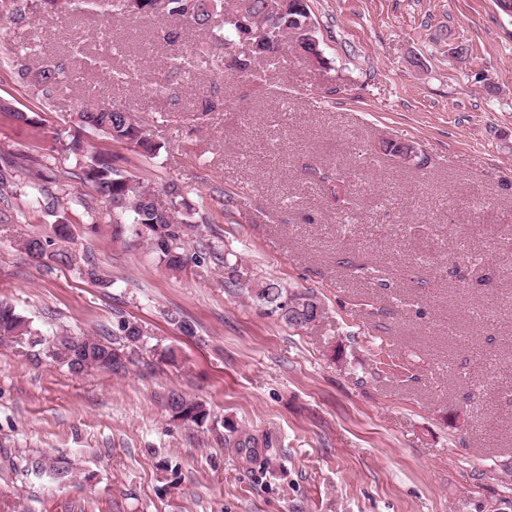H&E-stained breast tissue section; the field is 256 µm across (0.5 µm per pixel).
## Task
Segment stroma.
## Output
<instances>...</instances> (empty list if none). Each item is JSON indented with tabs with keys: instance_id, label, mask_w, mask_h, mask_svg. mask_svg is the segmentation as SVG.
Here are the masks:
<instances>
[{
	"instance_id": "35a3bbf8",
	"label": "stroma",
	"mask_w": 512,
	"mask_h": 512,
	"mask_svg": "<svg viewBox=\"0 0 512 512\" xmlns=\"http://www.w3.org/2000/svg\"><path fill=\"white\" fill-rule=\"evenodd\" d=\"M308 3L326 65L288 51L249 79L215 70L221 49L166 17L36 14L0 32V97L45 125L0 112V165L23 168L17 219L0 223V299L48 338L108 337L122 319L145 335L118 374L0 344V512H512V18L493 0ZM174 29L209 61L170 99L151 83L170 55L157 35ZM18 45L29 54L5 56ZM64 58L76 81L45 101L21 71ZM98 58L130 78L88 71ZM211 93L223 111L197 115ZM93 97L139 117L159 153L80 127ZM55 130L183 187V271L116 233L104 204L88 214ZM387 139L415 143L421 164L382 153ZM41 194L63 196L64 246L93 256L98 280L24 252L55 235ZM228 252L251 282L313 292L320 319L292 327L248 298ZM173 390L213 423L173 422ZM233 429L270 446L242 459ZM43 452L77 476L27 472Z\"/></svg>"
}]
</instances>
